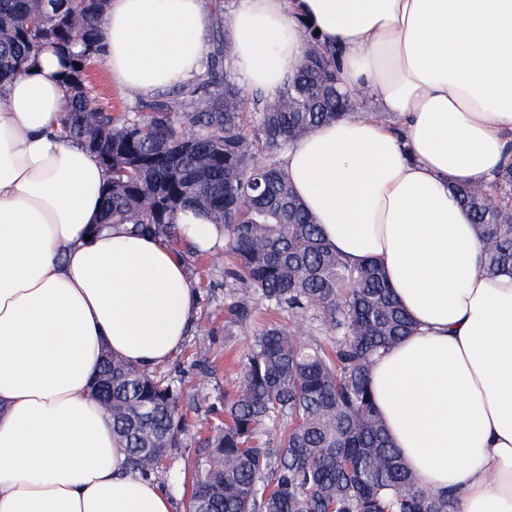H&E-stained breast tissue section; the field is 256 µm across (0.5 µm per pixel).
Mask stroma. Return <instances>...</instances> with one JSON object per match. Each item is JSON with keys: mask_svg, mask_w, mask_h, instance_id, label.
Segmentation results:
<instances>
[{"mask_svg": "<svg viewBox=\"0 0 512 512\" xmlns=\"http://www.w3.org/2000/svg\"><path fill=\"white\" fill-rule=\"evenodd\" d=\"M188 275L198 290L199 316L194 329L176 354L174 361L163 364L170 371L175 364L189 366L199 353H207L211 369L199 375L188 371L184 377V408L193 410L195 403L204 399H218L225 389L231 388L237 373V361L246 349L255 325L287 320V313L258 311L254 325L236 328L233 333L224 329L226 307L224 263L210 256L189 257L184 261Z\"/></svg>", "mask_w": 512, "mask_h": 512, "instance_id": "stroma-1", "label": "stroma"}]
</instances>
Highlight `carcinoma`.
<instances>
[{
	"label": "carcinoma",
	"instance_id": "1",
	"mask_svg": "<svg viewBox=\"0 0 512 512\" xmlns=\"http://www.w3.org/2000/svg\"><path fill=\"white\" fill-rule=\"evenodd\" d=\"M106 0H0V85L47 44L65 51L68 136L111 173L105 220L169 240L178 215L203 213L224 228L231 302L227 332L259 307L301 330H256L232 391L194 419L170 375L105 354L99 400L132 471L159 479L198 436L184 468L183 512H454L425 491L389 439L369 382L373 359L410 334L412 321L374 262L349 264L325 240L275 157L359 100L337 85L335 54L306 40L304 58L275 100L248 96L222 37L196 83L150 100L134 94L121 116L86 85L98 59ZM289 98L291 109L280 107ZM492 273L512 272V164L488 190L456 186Z\"/></svg>",
	"mask_w": 512,
	"mask_h": 512
}]
</instances>
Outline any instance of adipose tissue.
Returning <instances> with one entry per match:
<instances>
[{
  "label": "adipose tissue",
  "instance_id": "obj_1",
  "mask_svg": "<svg viewBox=\"0 0 512 512\" xmlns=\"http://www.w3.org/2000/svg\"><path fill=\"white\" fill-rule=\"evenodd\" d=\"M245 87L278 95L305 26L335 49L351 113L281 166L346 260L380 263L415 331L370 368L376 407L423 488L455 512H512V274L490 273L450 188L512 162V0H107L114 86L152 97L202 71L215 26ZM0 87V512H172L132 473L91 383L102 351L154 369L198 318L160 238L106 223L110 174L69 138L64 55Z\"/></svg>",
  "mask_w": 512,
  "mask_h": 512
}]
</instances>
